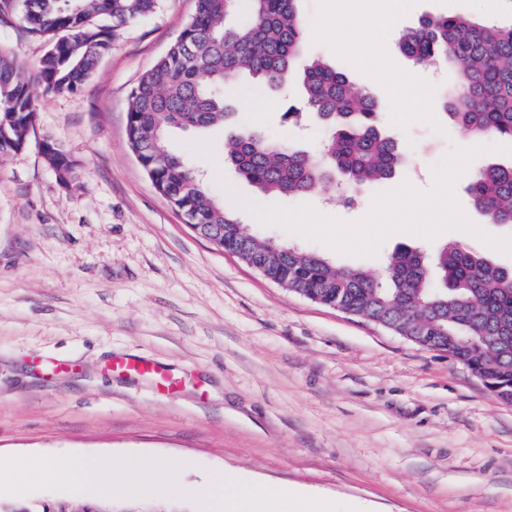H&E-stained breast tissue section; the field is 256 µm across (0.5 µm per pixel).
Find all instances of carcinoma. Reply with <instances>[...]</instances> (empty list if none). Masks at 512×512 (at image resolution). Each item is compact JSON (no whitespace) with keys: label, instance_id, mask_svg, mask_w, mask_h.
I'll return each mask as SVG.
<instances>
[{"label":"carcinoma","instance_id":"cac0c4a2","mask_svg":"<svg viewBox=\"0 0 512 512\" xmlns=\"http://www.w3.org/2000/svg\"><path fill=\"white\" fill-rule=\"evenodd\" d=\"M238 0H197L175 42L133 88L128 142L141 153L158 193L185 218L209 226L221 248L272 273L276 284L324 306L339 305L429 349L448 354L512 403V269L496 266L461 244L432 259L408 246L386 262L387 283L307 249L243 231L188 162L173 152L174 130L222 125L224 162L264 194L329 193L336 180L361 185L390 179L403 155L380 130L377 107L348 76L318 58L306 61L299 0H249V17L228 23ZM158 0H23L21 20L46 39L39 75L47 92H75L112 50L115 33L153 14ZM401 51L416 64L439 60L460 68L444 106L468 139L512 142V23L487 24L462 15L430 16L406 30ZM247 72L271 89L297 80L301 106L328 136L315 152L269 141L257 128L230 125L224 87ZM38 102L19 58L0 51V157L23 148ZM48 164L64 179L76 163L46 138ZM475 210L492 224H512V164H490L469 185ZM63 503L0 501V512H58Z\"/></svg>","mask_w":512,"mask_h":512}]
</instances>
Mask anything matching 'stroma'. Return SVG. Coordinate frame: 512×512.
Listing matches in <instances>:
<instances>
[{"mask_svg": "<svg viewBox=\"0 0 512 512\" xmlns=\"http://www.w3.org/2000/svg\"><path fill=\"white\" fill-rule=\"evenodd\" d=\"M298 7L310 56L373 97L380 127L405 155L392 180L304 203L354 222L377 193L405 182L429 189L433 164L464 139L443 105L456 71L412 67L398 37L427 16L506 23L512 0H408L384 46L387 81L362 62L370 35L343 52L322 31L326 0ZM195 10L196 0H160L118 32L80 91L55 94L39 81L47 44L27 31L22 0H0V49L19 55L39 106L27 145L0 158V458L156 457L184 462L189 488L226 470L355 512H512V403L447 354L268 281L192 231L155 191L129 147V97ZM411 69L419 91L394 96L389 81ZM224 97L240 126L274 141L311 149L325 136L316 123L288 120L297 85L276 92L243 78ZM47 137L78 164L68 180L40 152ZM223 142L216 127L177 133L171 145L219 201L222 175L269 203L225 165ZM456 242L512 268V256L458 231L397 233L374 257L306 247L381 281L398 246L431 256ZM117 356L160 365L177 391L111 372ZM48 359L68 371L47 374Z\"/></svg>", "mask_w": 512, "mask_h": 512, "instance_id": "1", "label": "stroma"}]
</instances>
